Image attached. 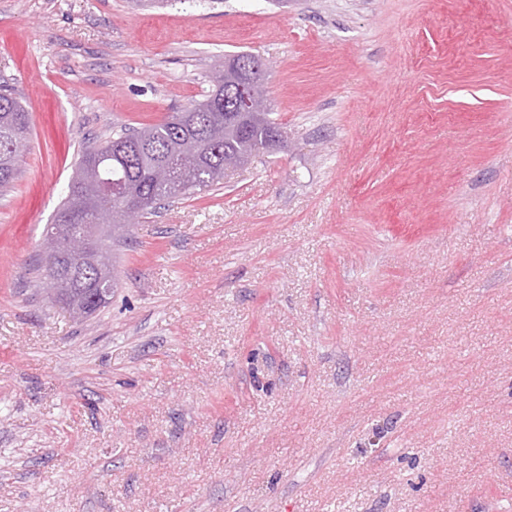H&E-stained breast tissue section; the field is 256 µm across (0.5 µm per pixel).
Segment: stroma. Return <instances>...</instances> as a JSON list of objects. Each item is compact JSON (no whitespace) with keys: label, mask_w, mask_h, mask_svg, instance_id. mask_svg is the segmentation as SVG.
I'll return each mask as SVG.
<instances>
[{"label":"stroma","mask_w":512,"mask_h":512,"mask_svg":"<svg viewBox=\"0 0 512 512\" xmlns=\"http://www.w3.org/2000/svg\"><path fill=\"white\" fill-rule=\"evenodd\" d=\"M267 67L282 145L39 281L79 152ZM0 512H512V0H0ZM31 132L29 112L16 97L0 88V189L5 194L13 185L23 156L15 153L14 145L24 141L28 149ZM82 281H79L78 284L75 280H72L71 284L66 288V292H71V294H67L63 296V299H69L72 297L84 298L82 288H107L108 277L100 276L99 273L95 270H85L83 274H81Z\"/></svg>","instance_id":"stroma-1"}]
</instances>
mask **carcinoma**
Instances as JSON below:
<instances>
[{
    "label": "carcinoma",
    "mask_w": 512,
    "mask_h": 512,
    "mask_svg": "<svg viewBox=\"0 0 512 512\" xmlns=\"http://www.w3.org/2000/svg\"><path fill=\"white\" fill-rule=\"evenodd\" d=\"M209 83L202 101L160 123L126 129L81 151L45 243L64 247L57 234L60 225L72 223L74 210L81 213L82 224H120L122 200L106 190L97 191L80 179L83 173L97 174L106 185L124 181L137 199L141 217L146 218L193 190L220 184L225 160L250 157L266 147L272 134L281 131L268 112L239 115L224 122V99L233 89L218 71L210 76ZM30 137L29 112L0 88V190L5 193L12 187L21 163L14 145L18 141L28 143ZM107 284L108 277L86 270L80 282L73 281L66 287L65 298H81L83 289L105 288Z\"/></svg>",
    "instance_id": "cac0c4a2"
}]
</instances>
